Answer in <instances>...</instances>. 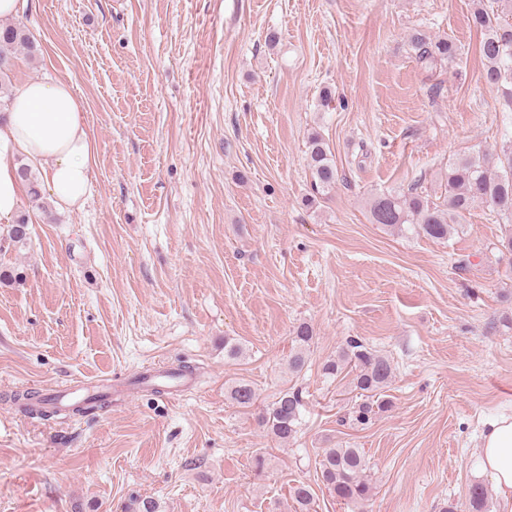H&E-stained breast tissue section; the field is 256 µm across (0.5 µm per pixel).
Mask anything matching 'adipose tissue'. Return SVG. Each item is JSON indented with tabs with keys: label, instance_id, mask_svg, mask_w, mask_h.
I'll use <instances>...</instances> for the list:
<instances>
[{
	"label": "adipose tissue",
	"instance_id": "adipose-tissue-1",
	"mask_svg": "<svg viewBox=\"0 0 512 512\" xmlns=\"http://www.w3.org/2000/svg\"><path fill=\"white\" fill-rule=\"evenodd\" d=\"M39 170L54 205H83L92 188L93 148L83 105L70 82L32 80L0 114V223L14 220L24 184L17 156ZM503 512H512V415L490 423L477 450Z\"/></svg>",
	"mask_w": 512,
	"mask_h": 512
}]
</instances>
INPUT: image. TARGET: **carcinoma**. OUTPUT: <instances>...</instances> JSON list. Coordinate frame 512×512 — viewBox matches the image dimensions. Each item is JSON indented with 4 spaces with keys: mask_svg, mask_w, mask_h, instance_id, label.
I'll return each instance as SVG.
<instances>
[{
    "mask_svg": "<svg viewBox=\"0 0 512 512\" xmlns=\"http://www.w3.org/2000/svg\"><path fill=\"white\" fill-rule=\"evenodd\" d=\"M473 25L481 33L480 54L484 60L482 78L485 84L507 90L504 111L512 112V0H479L472 17ZM410 44L417 62L428 69L442 67L455 61L456 44L447 37L431 39L416 33ZM32 55L36 46L20 27L0 26V93L9 95L6 78L10 55L17 49ZM308 167L316 192H329L336 187L338 170L323 142L313 134L308 140ZM18 173L26 185L32 206L48 212L43 201L37 177L22 164ZM489 210L492 222L503 225L498 245L512 251V140L503 143L498 163L490 166L485 158L470 156L448 168L443 203L436 204L418 186L407 192L382 193L373 196L369 205L371 222L391 230L408 229L432 239L448 238L464 226L466 217L475 205ZM313 328L307 323L296 327L288 371L301 373L308 363V354L314 344ZM355 370L354 388L364 401L351 411L352 420L360 425L370 422L375 411L387 408V402L378 399L393 375L387 358L376 353L364 342L350 338L339 355L326 361L322 374L338 377L346 368ZM230 398L242 408L252 407L256 400L254 388L238 382L229 391ZM305 411L303 391L297 386L279 392L276 399L258 414V423L275 439L286 443L295 438ZM320 481L331 496L345 504H362L370 497L371 486L366 471L367 462L359 448H330L320 462ZM297 505L295 512H312L314 495L311 487L299 483L292 489ZM487 491L481 484L469 490L471 512H485Z\"/></svg>",
    "mask_w": 512,
    "mask_h": 512,
    "instance_id": "1",
    "label": "carcinoma"
}]
</instances>
